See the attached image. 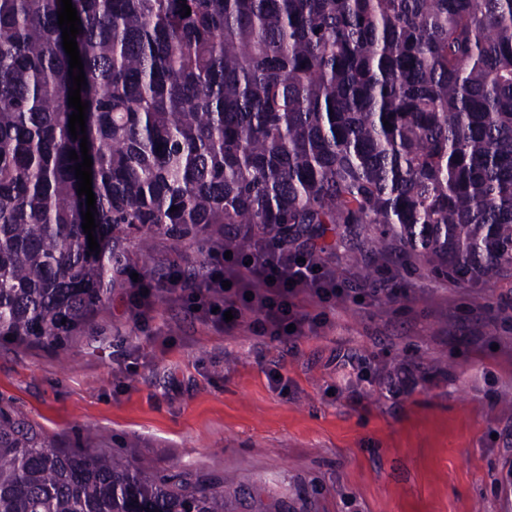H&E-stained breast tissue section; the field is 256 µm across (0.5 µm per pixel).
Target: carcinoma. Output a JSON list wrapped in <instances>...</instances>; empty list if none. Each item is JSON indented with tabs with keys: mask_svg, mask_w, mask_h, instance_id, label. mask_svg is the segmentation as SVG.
I'll return each mask as SVG.
<instances>
[{
	"mask_svg": "<svg viewBox=\"0 0 512 512\" xmlns=\"http://www.w3.org/2000/svg\"><path fill=\"white\" fill-rule=\"evenodd\" d=\"M72 5L100 252L60 2L0 0V342L64 347L132 240L228 224L284 244L341 225L435 276L512 270V0ZM0 512L280 510L253 486L63 450L0 405Z\"/></svg>",
	"mask_w": 512,
	"mask_h": 512,
	"instance_id": "cac0c4a2",
	"label": "carcinoma"
}]
</instances>
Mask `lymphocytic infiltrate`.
<instances>
[{
	"mask_svg": "<svg viewBox=\"0 0 512 512\" xmlns=\"http://www.w3.org/2000/svg\"><path fill=\"white\" fill-rule=\"evenodd\" d=\"M236 234L235 228H225V242L213 250L200 283H189L177 271L158 279L139 276L127 295L132 314L148 318L157 298L174 293L198 306L228 335L249 323L270 342L293 345L305 332L323 328L326 307L344 298L347 290L337 281L335 270L324 263L315 240L290 247L272 232L258 230L252 248L242 250L232 245ZM303 293L317 298L322 312L302 313L297 299ZM228 310L233 320L225 319Z\"/></svg>",
	"mask_w": 512,
	"mask_h": 512,
	"instance_id": "f902f5d3",
	"label": "lymphocytic infiltrate"
}]
</instances>
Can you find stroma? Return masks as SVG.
<instances>
[{
    "label": "stroma",
    "instance_id": "obj_1",
    "mask_svg": "<svg viewBox=\"0 0 512 512\" xmlns=\"http://www.w3.org/2000/svg\"><path fill=\"white\" fill-rule=\"evenodd\" d=\"M342 234L328 225L323 258L380 294L337 302L330 327L296 349L245 326L225 335L174 294L136 322L116 288L64 350L1 342L0 404L59 447L233 478L288 512H512V273H410L392 249L360 251ZM197 249L159 239L132 268L185 270ZM403 366L412 382L388 394Z\"/></svg>",
    "mask_w": 512,
    "mask_h": 512
}]
</instances>
